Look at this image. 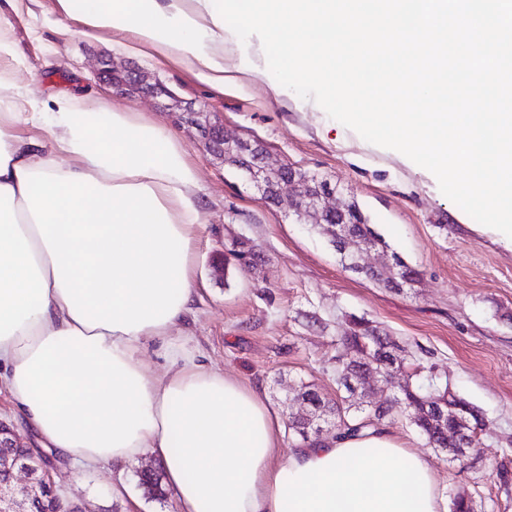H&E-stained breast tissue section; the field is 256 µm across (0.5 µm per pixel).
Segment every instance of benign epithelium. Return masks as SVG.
<instances>
[{"label": "benign epithelium", "instance_id": "7a95c632", "mask_svg": "<svg viewBox=\"0 0 512 512\" xmlns=\"http://www.w3.org/2000/svg\"><path fill=\"white\" fill-rule=\"evenodd\" d=\"M99 75L112 85L113 91L121 95L150 93L166 99L163 111L175 114L180 124L194 129L198 140L216 162L238 171H247L262 200L295 217L299 224L321 225L333 247L336 241L343 240L341 253L346 270L359 276L367 270H376L391 282L399 278L400 269L391 257L384 256L376 265L365 264L362 262L363 254L375 250V247L366 246L350 236L341 237L340 225L347 223L355 206L351 203H334L337 189L329 180L313 178L305 170L288 163L271 164L265 146L227 134L223 115L195 108L143 71L104 59L100 62ZM285 185L292 187V191L284 192ZM293 393L294 401L302 406L301 411L293 414V417L316 423L315 435L318 438L332 433L331 428L324 427V421H317L310 415L303 390L295 388ZM33 452L40 457L38 468L25 461L15 465L12 472L14 478L19 474L24 475L25 483L0 486V512H28L26 505L33 496L43 489L54 488L50 478L53 468L51 455L41 448H35Z\"/></svg>", "mask_w": 512, "mask_h": 512}]
</instances>
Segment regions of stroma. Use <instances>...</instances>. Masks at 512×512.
<instances>
[{
    "label": "stroma",
    "instance_id": "1",
    "mask_svg": "<svg viewBox=\"0 0 512 512\" xmlns=\"http://www.w3.org/2000/svg\"><path fill=\"white\" fill-rule=\"evenodd\" d=\"M0 36L26 65L0 73V96L23 91L39 103L66 92L83 106L107 104L174 134L204 199L192 253L199 294L186 331L207 362L263 390L281 418L293 408L289 386L313 384L328 398L337 385L331 363L351 318L376 325L413 359L433 364L452 390L482 413L478 455L449 461L405 420L388 425L402 448L431 467L443 502L465 495L481 512H512V248L471 229V218L423 170L397 151L373 145L290 89L274 94L258 37L224 42V86L201 83L183 59L138 47L131 32L85 34L58 0H15ZM128 63L159 79L180 98L224 116L233 137L261 141L271 163L288 162L336 183L337 201H357L391 249L420 272L415 287L379 288L344 271L328 240L307 224L268 207L240 173L216 163L192 131L178 126L155 99L119 95L99 81V59ZM238 239L264 256L252 270L213 261ZM151 455L127 465L128 491L112 493V471L78 472L56 462L61 495L90 512H176L172 497L152 499L138 471L158 467Z\"/></svg>",
    "mask_w": 512,
    "mask_h": 512
}]
</instances>
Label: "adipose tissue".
<instances>
[{"label":"adipose tissue","mask_w":512,"mask_h":512,"mask_svg":"<svg viewBox=\"0 0 512 512\" xmlns=\"http://www.w3.org/2000/svg\"><path fill=\"white\" fill-rule=\"evenodd\" d=\"M86 32L130 31L223 86L208 0H59ZM50 120L51 146L15 124ZM196 174L128 113L16 93L0 100V387L60 458L123 473L159 459L178 512H441L433 472L386 431L274 462L280 416L260 389L177 343L197 297ZM157 341L164 371L140 353Z\"/></svg>","instance_id":"obj_1"}]
</instances>
